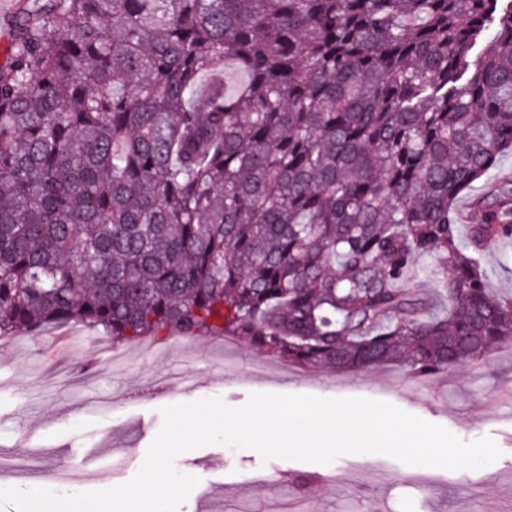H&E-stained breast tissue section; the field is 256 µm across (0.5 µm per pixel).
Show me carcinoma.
<instances>
[{"mask_svg": "<svg viewBox=\"0 0 512 512\" xmlns=\"http://www.w3.org/2000/svg\"><path fill=\"white\" fill-rule=\"evenodd\" d=\"M512 0H19L0 64V340L238 336L442 373L512 341ZM437 254L445 271L421 267ZM507 176L512 180V155L500 159L498 166L490 176L474 185L471 191L464 193L457 200L456 206L461 213H467L477 203L483 201V205H495L498 195V184ZM508 255L509 260H506ZM482 266L488 271L487 288L497 297H512V273L503 271L502 263L512 267V240L490 244L480 256Z\"/></svg>", "mask_w": 512, "mask_h": 512, "instance_id": "carcinoma-1", "label": "carcinoma"}]
</instances>
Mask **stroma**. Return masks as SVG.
<instances>
[{"instance_id":"obj_1","label":"stroma","mask_w":512,"mask_h":512,"mask_svg":"<svg viewBox=\"0 0 512 512\" xmlns=\"http://www.w3.org/2000/svg\"><path fill=\"white\" fill-rule=\"evenodd\" d=\"M512 177V155L456 203L468 212L494 204ZM512 240L490 244L480 257L487 288L512 297ZM512 344L466 361L436 380L399 365L340 372L302 369L248 341L206 338L188 347L167 334L150 345L116 344L102 328L70 324L24 335L0 351V486L47 488L62 495L128 482L163 425L162 407L219 397L232 407L250 393L367 397L441 425L461 440L492 438L502 455L479 469L409 466L382 454L343 455L321 465L262 460L252 449L208 445L178 455V473L199 483L179 512H512ZM112 454L94 470L88 448ZM288 471L279 484L238 485L239 473ZM322 481H315V474Z\"/></svg>"}]
</instances>
